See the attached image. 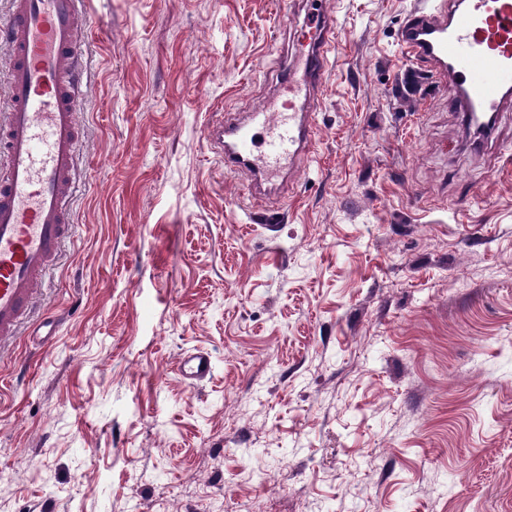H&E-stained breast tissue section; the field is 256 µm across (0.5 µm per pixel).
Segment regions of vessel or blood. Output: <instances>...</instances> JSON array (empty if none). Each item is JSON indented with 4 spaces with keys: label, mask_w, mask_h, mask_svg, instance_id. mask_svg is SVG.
<instances>
[{
    "label": "vessel or blood",
    "mask_w": 512,
    "mask_h": 512,
    "mask_svg": "<svg viewBox=\"0 0 512 512\" xmlns=\"http://www.w3.org/2000/svg\"><path fill=\"white\" fill-rule=\"evenodd\" d=\"M0 16V81L8 104L0 112V357L29 316L36 287L54 266L72 230L69 200L76 152L88 17L81 0H10ZM295 52L303 70L288 69L281 94L247 119L210 126L207 137L230 171L249 172L270 190L297 173L317 145L320 94L335 49L336 19L327 7L308 16ZM410 57L448 81L468 112L497 113L512 100V0H433L412 12L399 31ZM211 354L182 353L180 376L210 378Z\"/></svg>",
    "instance_id": "obj_1"
}]
</instances>
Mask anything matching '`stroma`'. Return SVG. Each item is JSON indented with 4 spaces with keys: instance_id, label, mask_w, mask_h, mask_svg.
<instances>
[{
    "instance_id": "obj_1",
    "label": "stroma",
    "mask_w": 512,
    "mask_h": 512,
    "mask_svg": "<svg viewBox=\"0 0 512 512\" xmlns=\"http://www.w3.org/2000/svg\"><path fill=\"white\" fill-rule=\"evenodd\" d=\"M330 2L320 139L255 198L206 127L278 94L312 0H83L76 231L0 359V512H512V105L475 147L398 43L420 0ZM214 369L212 355L204 350L192 349L181 354L178 362L180 376L188 383H200L210 378Z\"/></svg>"
}]
</instances>
